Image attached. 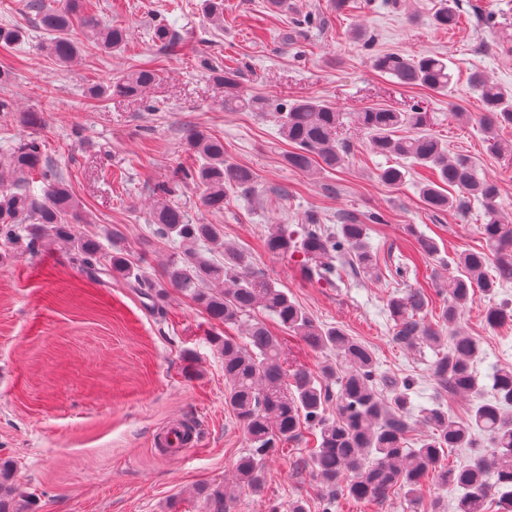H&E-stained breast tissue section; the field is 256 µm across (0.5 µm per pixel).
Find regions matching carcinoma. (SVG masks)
Segmentation results:
<instances>
[{
  "label": "carcinoma",
  "mask_w": 512,
  "mask_h": 512,
  "mask_svg": "<svg viewBox=\"0 0 512 512\" xmlns=\"http://www.w3.org/2000/svg\"><path fill=\"white\" fill-rule=\"evenodd\" d=\"M460 2L441 0L434 22L456 26ZM91 6L90 0H63L57 8H46L41 0L27 4L35 12L36 26L49 35L43 49L58 62L75 61L82 37L106 52L119 51L126 44L128 30L100 26L89 14ZM204 6L207 17L223 26L224 0H204ZM77 19L78 32L74 29ZM24 38L22 28L0 26V46L9 49ZM152 38L165 49L176 44L173 29L162 19L155 21ZM374 67L404 86L444 90L451 80L447 60L437 55L389 54L375 59ZM216 79L224 83V109L262 112L273 119L292 146L286 155L288 167L306 172L318 162L331 170L344 164L338 143L343 114L334 107L307 96L290 103L246 96L239 91L236 75L222 69L216 71ZM157 80L156 70L141 66L106 87H92L89 97L138 96ZM470 82L485 107L487 150L511 156L512 143L499 139L497 129L512 127V87L490 82L478 72L471 74ZM429 121V113L419 105L404 111L368 108L356 113L354 120L373 152L409 160L435 173L436 180L419 187L430 211L461 210L470 198L480 200L485 209L481 225L485 247L460 252L455 260L457 274L448 283L440 318L450 329L449 336L423 322L421 314L429 304L424 292L397 293L388 301L394 339L406 346L432 348L433 376L441 387L465 393L474 401L466 420L440 405L427 410L423 423L431 436L418 448L404 447L413 415L412 380L379 374L374 352L367 345L340 326L316 324L303 307L253 268L245 251L224 246L220 225L198 224L180 208L157 202L150 217L154 234L164 241L179 240L183 249L153 279L125 250L115 248L107 255L96 236L77 232L79 203L65 179L50 168L39 141L21 140L0 156V240L11 242L25 230L34 250L51 239L72 251L78 266L93 276L104 274L147 296L171 287L213 321L246 326L243 342L220 336L212 339L224 357L225 404L242 424L249 448L237 460L235 485L210 484L201 489L208 512H227L242 488L260 491L266 457L280 444L296 440L303 423L320 438L310 465L324 492L323 512H331L336 495L342 492L354 499L382 500L398 487L410 496L431 472L440 483L459 489L456 512H486L490 498L498 499L499 512H512V366L497 370L490 388L479 385L474 373L479 344L457 330L460 314L472 302L476 288L489 299L485 308L489 326L512 322V301H495L497 288L512 282V221L501 215L497 183L480 177L471 160L449 157L448 145L429 132ZM185 141L199 164L183 175L202 186L208 210L223 212L232 192L244 196L254 192L251 171L224 159L223 140L190 128ZM407 173L404 167L390 166L381 179L398 186ZM37 174L45 182L40 195L30 182ZM443 184L458 189V197L445 194ZM366 238L367 225L355 216L343 215L341 223L330 229L310 214L299 231L286 224L271 225L267 247L274 253L301 254L305 276L334 285L350 274L378 276L376 256ZM258 308L275 314L309 348L334 354L336 362L318 375L288 368L279 339L253 316ZM445 448H472L474 455L468 463L450 468L442 463ZM12 470L10 461L0 460V512H27L26 496L11 486Z\"/></svg>",
  "instance_id": "carcinoma-1"
}]
</instances>
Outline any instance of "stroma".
I'll return each instance as SVG.
<instances>
[{
    "instance_id": "obj_1",
    "label": "stroma",
    "mask_w": 512,
    "mask_h": 512,
    "mask_svg": "<svg viewBox=\"0 0 512 512\" xmlns=\"http://www.w3.org/2000/svg\"><path fill=\"white\" fill-rule=\"evenodd\" d=\"M100 25L129 33L122 53L107 55L84 42L64 65L42 52L45 36L31 24L28 0H0V23L21 26L24 43L0 51L14 57L13 78L0 84V152L21 138L41 141L57 173L81 203L80 231L96 235L105 250L124 248L148 274L178 255L173 242L157 241L149 208L166 187V201L197 222L219 224L224 240L246 251L256 271L277 283L319 324L342 326L375 353L379 371L414 382L415 410L441 402L467 418L473 401L440 393L432 375L433 351L394 339L390 295L407 289L427 294L424 323L440 327L447 280L459 252L480 248L484 208L471 201L462 212H433L418 186L429 170L411 168L403 185L389 187L379 174L397 157L374 154L366 135L345 125L344 164L304 173L289 168L290 146L277 126L258 112L224 109V86L215 69H236L242 91L275 100L314 96L337 111L420 104L431 132L449 156L465 155L480 176L497 182L499 203L512 216V157L489 155L480 126L483 109L470 76L482 71L512 86V0H472L480 16L464 12L453 28L434 23L438 0H288L282 10L268 0H224V25L213 26L201 0H95ZM172 25L178 44L154 43V17ZM436 54L447 58L448 89L403 87L372 65L375 56ZM157 70L156 84L139 99L94 101L90 87L104 85L132 67ZM43 116L27 126L25 112ZM198 127L224 141V157L251 170L253 197H230L220 214L203 205L200 186L184 181L193 167L183 138ZM369 224L377 259L375 278L345 277L328 285L301 274L300 255H277L266 246L273 224H300L317 214L336 226L345 213ZM379 213L383 223L370 222ZM435 240L436 254L419 253L417 237ZM0 267V458L13 464V482L27 495L29 512H206L198 487L232 481L234 464L248 446L242 425L224 402V359L213 336H239L240 327L217 325L176 290L164 299L145 296L109 280L90 279L67 249L31 251L11 244ZM488 300L475 293L460 328L485 356L475 365L481 385L494 367L512 366V323L487 325ZM278 336L290 365L313 372L334 362L286 331L275 316L257 311ZM194 424L197 443L186 452H160L170 427ZM316 446L311 430L280 446L265 461L261 492L237 493L231 512H270L289 500L322 512L321 486L311 471H298ZM457 490L424 478L414 496L395 490L381 503L338 495L335 512H428L438 503L455 512Z\"/></svg>"
}]
</instances>
